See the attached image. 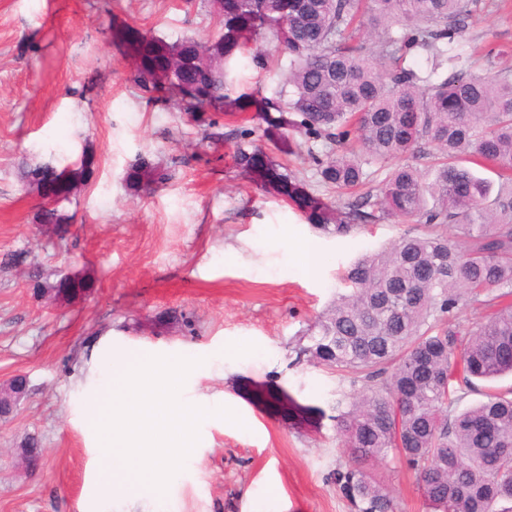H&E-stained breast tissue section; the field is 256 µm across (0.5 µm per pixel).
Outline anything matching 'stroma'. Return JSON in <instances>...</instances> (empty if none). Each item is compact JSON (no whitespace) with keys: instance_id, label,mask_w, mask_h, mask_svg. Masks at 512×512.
Segmentation results:
<instances>
[{"instance_id":"35a3bbf8","label":"stroma","mask_w":512,"mask_h":512,"mask_svg":"<svg viewBox=\"0 0 512 512\" xmlns=\"http://www.w3.org/2000/svg\"><path fill=\"white\" fill-rule=\"evenodd\" d=\"M123 22L168 43L221 30L206 0H0V386L28 380L0 418V512H351L333 479L348 460L337 402L360 388L314 365L305 348L345 291L346 266L420 227L388 218L339 237L315 228L308 209L235 156L261 148L341 212L348 195L316 175L326 145L293 131L285 149L264 136V115L251 106L220 116L221 142L204 140L175 102L147 103L131 82L130 53L110 34ZM458 50L476 72L512 73V0H482ZM287 69L272 34L248 40L235 52L232 91L274 97ZM86 151L93 171L57 203L62 224L37 223L45 200L26 186L25 166L72 167ZM140 162L166 180L132 188L127 174ZM301 242L312 246L309 261L294 251ZM35 268L46 284L68 276L82 286L38 294ZM105 343L194 351L209 371L197 393L249 428L204 420L166 494H101L100 450L77 409ZM31 437L42 457L28 469L20 449ZM374 474L404 512H427L404 463Z\"/></svg>"}]
</instances>
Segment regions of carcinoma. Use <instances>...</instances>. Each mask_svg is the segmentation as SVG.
I'll list each match as a JSON object with an SVG mask.
<instances>
[{
	"instance_id": "carcinoma-1",
	"label": "carcinoma",
	"mask_w": 512,
	"mask_h": 512,
	"mask_svg": "<svg viewBox=\"0 0 512 512\" xmlns=\"http://www.w3.org/2000/svg\"><path fill=\"white\" fill-rule=\"evenodd\" d=\"M480 0H224V32L208 44L192 37L171 46L173 75L147 85L162 47L143 45L128 27L112 38L142 55L133 81L147 102L176 100L183 111L240 106L226 94L228 62L239 40L269 30L288 53L276 100L262 111L293 112L299 132L358 149L315 159L318 175L341 190H367L348 203L349 222L326 224L323 207L292 177L241 150L257 172L312 211L320 229L343 236L393 216L423 227L377 253L358 257L343 280L349 291L311 329L305 349L318 366L351 375L365 393L337 416L350 462L336 484L354 512H402L373 466L393 456L414 471L430 512H512V388H490L463 411L474 380L512 374V75L473 72L459 43ZM378 48L360 43L366 25ZM426 56L427 69L404 65ZM435 161L422 182L414 157ZM93 156L57 176L53 195L67 198L91 174ZM489 167L498 188L473 167ZM154 169L134 164L136 187ZM470 306L476 326L455 322Z\"/></svg>"
}]
</instances>
